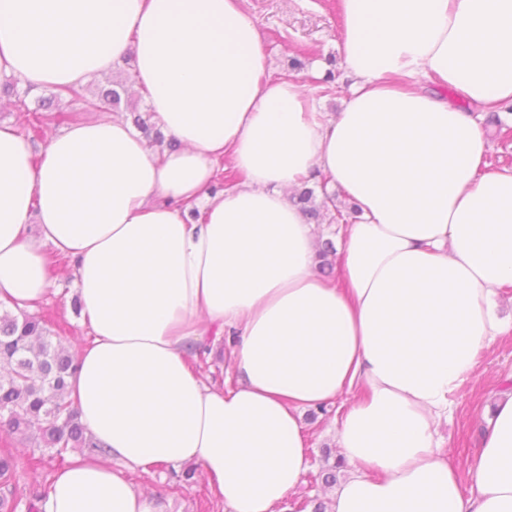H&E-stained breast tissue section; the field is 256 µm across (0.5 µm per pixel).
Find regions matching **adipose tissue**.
<instances>
[{
  "label": "adipose tissue",
  "mask_w": 512,
  "mask_h": 512,
  "mask_svg": "<svg viewBox=\"0 0 512 512\" xmlns=\"http://www.w3.org/2000/svg\"><path fill=\"white\" fill-rule=\"evenodd\" d=\"M353 79L323 112L275 79L240 0H0V74L78 91L131 62L177 148L82 118L33 147L0 123V305L33 311L70 262L90 335L69 381L104 453L72 454L39 512H158L132 473L200 466L224 512H280L336 414L327 512H512V393L467 470L437 430L512 334V167L470 106H512V0H339ZM242 182L215 189L220 161ZM333 178L336 279L287 189ZM226 339L223 387L190 360Z\"/></svg>",
  "instance_id": "1"
}]
</instances>
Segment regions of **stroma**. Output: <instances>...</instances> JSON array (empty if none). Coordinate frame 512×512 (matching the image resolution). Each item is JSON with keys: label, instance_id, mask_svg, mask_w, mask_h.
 Instances as JSON below:
<instances>
[{"label": "stroma", "instance_id": "stroma-1", "mask_svg": "<svg viewBox=\"0 0 512 512\" xmlns=\"http://www.w3.org/2000/svg\"><path fill=\"white\" fill-rule=\"evenodd\" d=\"M242 8L254 19L264 50L271 59V74L289 78L287 59L293 50L308 51V63L300 74L310 94L328 112L339 111L350 81L337 44L341 18L335 0H241ZM332 83H325L326 74ZM52 290L44 305L63 337L88 336L89 328L73 308L76 293L72 278L52 272ZM512 391V338L499 342L483 355L476 370L457 392L447 420L439 432L455 464L467 466L479 451L484 416L488 408ZM311 446V467L287 500L288 512H313L329 490L323 476L338 459L332 413H305ZM135 483L146 484L161 512H222L211 499L206 481L177 485L169 467L159 466L149 475H135Z\"/></svg>", "mask_w": 512, "mask_h": 512}]
</instances>
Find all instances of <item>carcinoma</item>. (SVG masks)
Returning <instances> with one entry per match:
<instances>
[{"label":"carcinoma","mask_w":512,"mask_h":512,"mask_svg":"<svg viewBox=\"0 0 512 512\" xmlns=\"http://www.w3.org/2000/svg\"><path fill=\"white\" fill-rule=\"evenodd\" d=\"M128 88L112 82V88L88 100L76 90L69 91L79 109L53 111L45 104L28 106L25 97L18 95L14 107L28 116L35 135L106 105H116ZM0 364L7 366L0 373V430L4 447L0 449V512H38L35 501L39 495H27L19 489L18 464L9 448L21 444L40 451L30 458L29 466L38 470L41 457L63 456L78 451L88 456L104 453L103 446L89 434L80 420L77 405L69 398L68 381L78 368L75 353L55 340L47 320L38 313L15 314L0 309Z\"/></svg>","instance_id":"carcinoma-1"}]
</instances>
